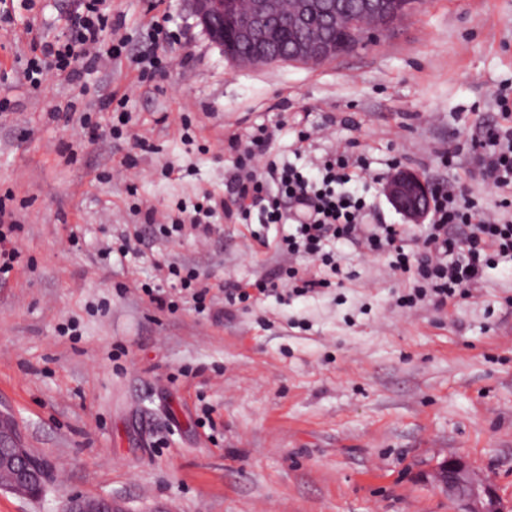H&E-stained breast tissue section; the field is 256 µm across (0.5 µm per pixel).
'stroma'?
I'll return each mask as SVG.
<instances>
[{
	"instance_id": "stroma-1",
	"label": "stroma",
	"mask_w": 512,
	"mask_h": 512,
	"mask_svg": "<svg viewBox=\"0 0 512 512\" xmlns=\"http://www.w3.org/2000/svg\"><path fill=\"white\" fill-rule=\"evenodd\" d=\"M79 2L0 0V197L19 225L0 275V413L52 472L40 499L0 490V512H66L79 495L124 512H456L431 477L450 458L512 512V262L441 310L400 307L407 278L343 241L329 287L262 294L220 324L133 288L164 256L212 284L273 273L278 236L259 212L217 216L206 238L157 225L179 202L224 196L225 137L262 123L279 158L306 130L313 155L345 148L382 179L406 169L496 207L473 143L500 120L495 96L512 97V0H417L377 44L262 66L229 60L190 0H102L124 21L123 57L26 83L24 25L65 39ZM152 43L170 65L146 79L130 56ZM114 91L121 139L99 108ZM72 110L98 122L97 140ZM129 224L143 243L104 255Z\"/></svg>"
}]
</instances>
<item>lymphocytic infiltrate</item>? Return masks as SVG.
<instances>
[{
  "instance_id": "f902f5d3",
  "label": "lymphocytic infiltrate",
  "mask_w": 512,
  "mask_h": 512,
  "mask_svg": "<svg viewBox=\"0 0 512 512\" xmlns=\"http://www.w3.org/2000/svg\"><path fill=\"white\" fill-rule=\"evenodd\" d=\"M70 22L71 43H36L24 71L25 79H33L36 71L48 68L74 80L81 71L97 70L105 58L120 55L121 44L103 48L102 37L107 31L119 32L123 22L102 13L99 0H84L83 14L72 16ZM495 104L502 121L480 143L481 164L496 189L512 190V101L499 96ZM273 137V131L264 125L245 138L229 135L226 143L234 160L224 172L227 197L214 205L180 208L168 234L179 235L187 230L206 236L212 231L213 213L221 211L227 218L244 221L254 209L261 208L268 223L293 226L292 232L278 243L285 262L275 271V279L300 293L323 287L324 279L299 273L291 261L304 256L320 266L338 270V259L324 246L326 241L342 239L371 254H391L389 266L394 272L413 273V285L402 299L408 308L422 301L446 307L456 293L466 292L481 280L485 267L495 264L498 258H512V218L488 212L469 195L451 187L433 193L431 222L426 227L422 250H406L405 226L368 223L365 202L346 189L348 183L367 178L368 166L363 157L344 150L329 152L317 159L310 171L273 161L255 167L254 159L267 151ZM157 267L179 280L196 310L209 312L215 322H223L224 307L210 299L211 287L195 269L165 259L158 261Z\"/></svg>"
}]
</instances>
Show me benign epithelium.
<instances>
[{
    "label": "benign epithelium",
    "mask_w": 512,
    "mask_h": 512,
    "mask_svg": "<svg viewBox=\"0 0 512 512\" xmlns=\"http://www.w3.org/2000/svg\"><path fill=\"white\" fill-rule=\"evenodd\" d=\"M194 15L210 39L241 64L273 62L270 50L281 44L285 33L305 25L309 16L320 10L317 0H298L293 15L281 13L280 0H251V8L242 13L237 0H191ZM361 8L371 23L356 37L355 45H370L378 32L386 29L393 19L387 15L383 0H363ZM246 44L250 52L238 53V44ZM334 54L327 42L295 39L288 59L292 62L320 63ZM384 192L393 207L406 219L419 226L429 213L431 193L428 183L419 175L400 170L392 174ZM8 437L10 455L6 462L15 479L4 489L29 498L41 496L48 482V471L37 455L24 447L12 418L0 415V440ZM434 481L459 504L458 512H505L502 502L489 483L470 471L457 459L440 464L433 472ZM68 512H120L109 496L78 497L70 501Z\"/></svg>",
    "instance_id": "benign-epithelium-1"
}]
</instances>
